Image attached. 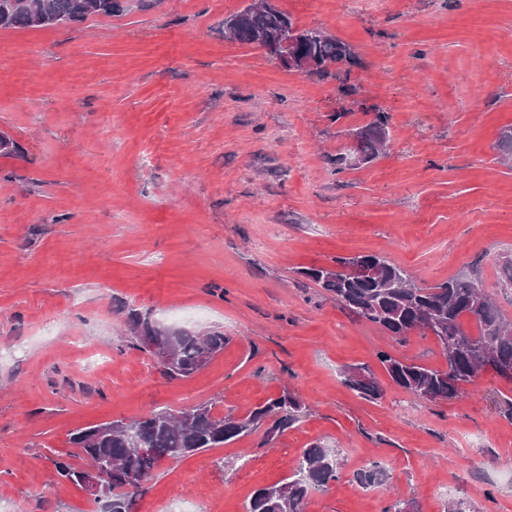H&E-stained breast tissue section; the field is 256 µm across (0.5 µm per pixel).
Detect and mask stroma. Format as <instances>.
I'll return each instance as SVG.
<instances>
[{"mask_svg": "<svg viewBox=\"0 0 512 512\" xmlns=\"http://www.w3.org/2000/svg\"><path fill=\"white\" fill-rule=\"evenodd\" d=\"M358 58L334 78L288 70L229 41L248 0H134L74 28L0 31V512H89L61 479L72 433L155 408L210 403L241 417L282 391L300 419L163 462L138 512H246L306 446L340 449L339 481L305 512H512V383L485 372L429 403L377 354L445 366L432 336L396 343L356 320L303 268L377 254L425 285L478 276L498 287L512 256V0H273ZM390 116L384 154L336 171L368 109ZM341 120H334V113ZM199 330L223 352L167 379L132 348L128 308ZM369 367L375 401L344 385ZM379 463V484L355 476Z\"/></svg>", "mask_w": 512, "mask_h": 512, "instance_id": "stroma-1", "label": "stroma"}]
</instances>
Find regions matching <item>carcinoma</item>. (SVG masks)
I'll return each instance as SVG.
<instances>
[{
  "instance_id": "cac0c4a2",
  "label": "carcinoma",
  "mask_w": 512,
  "mask_h": 512,
  "mask_svg": "<svg viewBox=\"0 0 512 512\" xmlns=\"http://www.w3.org/2000/svg\"><path fill=\"white\" fill-rule=\"evenodd\" d=\"M43 8L35 13L25 0H0V28L68 27L91 16L112 17L123 14V0H41ZM249 8L232 14L224 23L236 24L230 38L251 45L258 36L246 19ZM261 28L271 33H288L296 38L298 54L317 61L311 75L328 77L333 66L350 68L357 64L352 48L320 28H300L285 12L269 7L263 14ZM389 115L378 109L359 128L356 146L338 149L330 161L336 171L353 169L352 155L360 153L365 162L380 156L387 139ZM375 264L378 274L367 279L356 272L361 262ZM338 270L326 271L310 266L301 274L328 293L337 304L357 319L386 332L403 343L418 332L430 334L441 348L451 369L434 368L403 361L387 351L378 353L390 380L402 390L429 402L453 399L476 380L478 361L492 357L499 365L512 367V324L505 319L500 306L476 283V279L458 275L434 286H423L407 269L376 254L335 259ZM500 290L512 293V257L500 265ZM476 323L472 334L466 320ZM126 325L130 344L143 350L156 346L171 347L177 367L164 371L170 379L189 378L203 369L224 350V331L210 329L202 339L196 331L161 326L154 323L148 310L130 309ZM344 384L368 401L381 397L383 389L374 373L366 366L342 369ZM301 403L297 396L284 391L267 400L242 417L218 416L213 405L204 403L177 414L157 408L129 421H112V432L98 433V425L83 428L70 442L76 455L90 464L112 461L108 499H93L95 512H125L131 496L146 493L145 485H129V477L138 474L149 480L164 461H178L209 448H219L244 437L264 423L266 441L283 433L296 421ZM58 474L78 487H83L84 469L60 462ZM342 474V460L336 448L312 443L303 449L293 474L288 479L254 491L246 512H303L304 501L311 492L325 491Z\"/></svg>"
}]
</instances>
